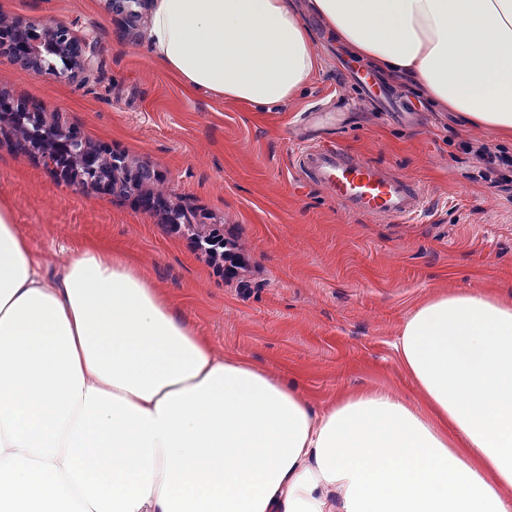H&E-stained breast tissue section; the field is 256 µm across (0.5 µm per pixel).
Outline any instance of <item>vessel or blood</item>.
Wrapping results in <instances>:
<instances>
[{
	"label": "vessel or blood",
	"instance_id": "1",
	"mask_svg": "<svg viewBox=\"0 0 512 512\" xmlns=\"http://www.w3.org/2000/svg\"><path fill=\"white\" fill-rule=\"evenodd\" d=\"M342 112H387L404 118V100L363 93L359 101L337 99ZM296 166L305 180L324 191L340 208L372 220L406 223L424 209L427 195L420 183L348 150L333 122L319 121L305 110L294 134Z\"/></svg>",
	"mask_w": 512,
	"mask_h": 512
}]
</instances>
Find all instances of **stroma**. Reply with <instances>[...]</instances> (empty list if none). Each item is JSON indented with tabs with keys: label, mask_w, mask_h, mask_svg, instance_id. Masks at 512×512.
<instances>
[{
	"label": "stroma",
	"mask_w": 512,
	"mask_h": 512,
	"mask_svg": "<svg viewBox=\"0 0 512 512\" xmlns=\"http://www.w3.org/2000/svg\"><path fill=\"white\" fill-rule=\"evenodd\" d=\"M21 29L71 27L97 45L91 77L38 76L0 54V96L59 115L131 162L151 164L167 203L235 226L254 268L247 286L211 275L185 238L168 234L133 195L57 182L40 158L0 135V200L48 271L71 250L124 253L218 351L297 383L317 411L368 389L417 393L395 343L406 318L440 292L475 291L512 305V139L428 101L421 126L363 116L342 141L424 185L421 216L387 224L348 214L294 167L289 127L322 98L349 93L336 73L345 45L314 16L318 70L285 104L250 107L189 89L147 54L149 16L125 20L107 0H0ZM498 146L478 164L463 143Z\"/></svg>",
	"instance_id": "stroma-1"
}]
</instances>
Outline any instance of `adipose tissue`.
Instances as JSON below:
<instances>
[{"mask_svg":"<svg viewBox=\"0 0 512 512\" xmlns=\"http://www.w3.org/2000/svg\"><path fill=\"white\" fill-rule=\"evenodd\" d=\"M352 53L512 138V0H307ZM292 0H154L151 60L285 103L315 75ZM0 204V512H512V306L431 297L396 350L419 402L317 413L217 352L119 252L53 274Z\"/></svg>","mask_w":512,"mask_h":512,"instance_id":"obj_1","label":"adipose tissue"}]
</instances>
